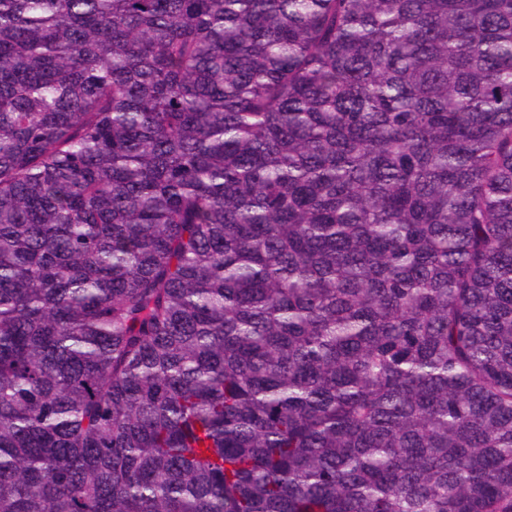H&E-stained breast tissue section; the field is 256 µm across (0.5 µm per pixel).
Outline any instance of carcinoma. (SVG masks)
I'll return each mask as SVG.
<instances>
[{"mask_svg":"<svg viewBox=\"0 0 512 512\" xmlns=\"http://www.w3.org/2000/svg\"><path fill=\"white\" fill-rule=\"evenodd\" d=\"M0 512H512V0H0Z\"/></svg>","mask_w":512,"mask_h":512,"instance_id":"1","label":"carcinoma"}]
</instances>
